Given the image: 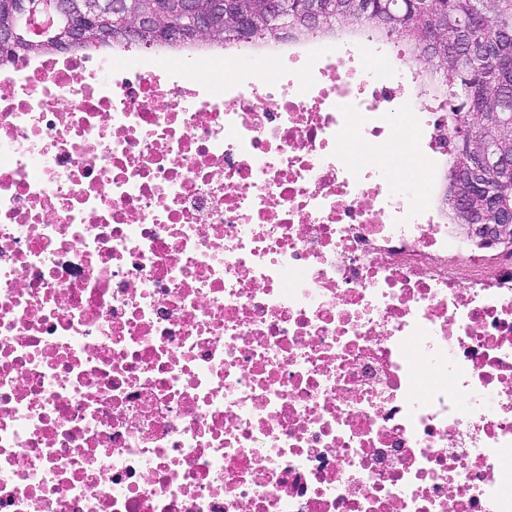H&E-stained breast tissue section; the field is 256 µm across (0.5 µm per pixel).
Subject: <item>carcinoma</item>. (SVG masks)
Segmentation results:
<instances>
[{
  "instance_id": "cac0c4a2",
  "label": "carcinoma",
  "mask_w": 512,
  "mask_h": 512,
  "mask_svg": "<svg viewBox=\"0 0 512 512\" xmlns=\"http://www.w3.org/2000/svg\"><path fill=\"white\" fill-rule=\"evenodd\" d=\"M156 0H135L134 9L107 17L105 40L92 41L84 48L110 47L126 40L122 31L138 20V15L154 10ZM250 22L266 39L283 34V28L295 35L334 34L345 24L371 26L412 47L406 64L422 73L433 91L448 96V117L452 124H469L482 142L492 141L494 150L512 155V0H367L369 12H358L355 0H320V22L307 24L304 0H283L284 12L274 14L267 0H241ZM452 18L457 25L456 38L470 51L468 64L459 67L440 50L430 53L420 47L417 29L431 20ZM233 18L224 19V30L208 36L222 46L240 42L231 36ZM67 33L58 27L39 42L30 41L22 26L15 30L11 54H52ZM491 191L482 199L486 215L496 207L512 206V168L505 167L492 177Z\"/></svg>"
}]
</instances>
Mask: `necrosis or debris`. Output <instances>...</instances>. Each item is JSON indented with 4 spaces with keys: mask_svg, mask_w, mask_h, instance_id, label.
<instances>
[{
    "mask_svg": "<svg viewBox=\"0 0 512 512\" xmlns=\"http://www.w3.org/2000/svg\"><path fill=\"white\" fill-rule=\"evenodd\" d=\"M408 53L0 68V512H512V257ZM471 146L470 161L467 168L463 166L454 168L457 163L466 161L467 156L460 150L456 143L455 150L450 159V172L453 170L452 177L446 188L453 205L456 215L459 217L458 225L463 230L466 238L470 241L490 240L497 242H508L512 240V208L504 209L499 219L494 223L484 220L485 215L477 211L473 201H477L478 195H484L483 190L487 191L488 197H481L486 205L487 219L493 218L492 212L501 205H510L512 207V170L510 166L497 171L492 177L490 186L476 184L475 187H467V171H477L486 176L498 169V163H492L489 156L490 145L487 143L477 144V141H469ZM486 195V194H485ZM484 195V196H485ZM448 203V219L450 224H456L453 219V207ZM492 214V216H491Z\"/></svg>",
    "mask_w": 512,
    "mask_h": 512,
    "instance_id": "1",
    "label": "necrosis or debris"
}]
</instances>
